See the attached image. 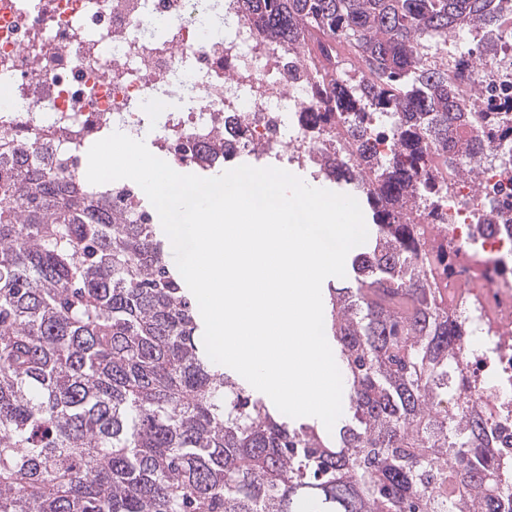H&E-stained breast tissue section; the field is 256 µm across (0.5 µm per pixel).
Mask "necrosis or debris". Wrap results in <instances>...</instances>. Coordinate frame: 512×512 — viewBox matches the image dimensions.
Segmentation results:
<instances>
[{
	"instance_id": "1",
	"label": "necrosis or debris",
	"mask_w": 512,
	"mask_h": 512,
	"mask_svg": "<svg viewBox=\"0 0 512 512\" xmlns=\"http://www.w3.org/2000/svg\"><path fill=\"white\" fill-rule=\"evenodd\" d=\"M303 71L236 0H0V136L30 142L28 160L66 177L81 174L87 143L141 139L153 111L151 151L172 169L224 171L257 153L323 169L338 144ZM438 209L458 253L449 308L478 305L466 374L482 381L512 461V167H487L479 193L458 186Z\"/></svg>"
}]
</instances>
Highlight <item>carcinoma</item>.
I'll return each instance as SVG.
<instances>
[{"label": "carcinoma", "mask_w": 512, "mask_h": 512, "mask_svg": "<svg viewBox=\"0 0 512 512\" xmlns=\"http://www.w3.org/2000/svg\"><path fill=\"white\" fill-rule=\"evenodd\" d=\"M306 56L324 121L350 137L405 117L390 153L335 182L373 236L322 292L350 417L290 421L206 354L157 224L0 149V512H512L479 384L460 396L448 240L434 199L471 164L512 166V125L469 106L484 59L448 34L494 32L502 0H239ZM417 204L426 223L407 218Z\"/></svg>", "instance_id": "carcinoma-1"}]
</instances>
